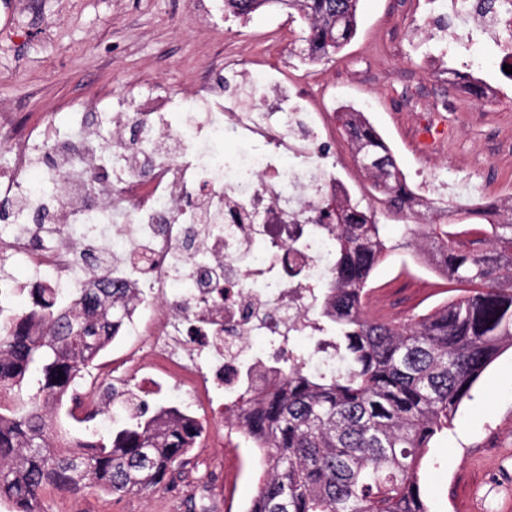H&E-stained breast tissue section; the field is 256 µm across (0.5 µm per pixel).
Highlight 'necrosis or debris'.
<instances>
[{
	"label": "necrosis or debris",
	"instance_id": "1",
	"mask_svg": "<svg viewBox=\"0 0 512 512\" xmlns=\"http://www.w3.org/2000/svg\"><path fill=\"white\" fill-rule=\"evenodd\" d=\"M418 28L440 54L481 43L512 63V0H429ZM246 78L251 107L220 87L168 93L99 112L97 134L75 112L65 135L29 136L0 168V198L17 207L0 251L25 259L27 287L66 303L101 280L124 289L113 341L146 343L123 379L219 419L245 370L263 383L297 337L323 335L315 294L334 237L325 211L346 187L325 113L277 68L253 65ZM227 138L243 149L222 162L211 146ZM37 163L35 185L26 172Z\"/></svg>",
	"mask_w": 512,
	"mask_h": 512
}]
</instances>
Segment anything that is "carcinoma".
Listing matches in <instances>:
<instances>
[{
	"instance_id": "cac0c4a2",
	"label": "carcinoma",
	"mask_w": 512,
	"mask_h": 512,
	"mask_svg": "<svg viewBox=\"0 0 512 512\" xmlns=\"http://www.w3.org/2000/svg\"><path fill=\"white\" fill-rule=\"evenodd\" d=\"M358 0H224V14L244 19L272 6L303 23L297 53L318 63L356 33ZM448 82L475 97L485 84L448 67ZM342 135L387 212L421 202L390 147L363 113L336 112ZM485 220L469 230L433 209L426 224L393 243L377 210L350 195L336 199L335 267L321 317L335 332L336 368H310L313 355L295 348L279 378L246 385L232 420L263 451L256 493L245 512H430L420 469L434 440L453 426L473 386L512 347V200L464 211ZM416 247L466 294L399 322L371 317L364 297L376 266L391 252ZM93 289L68 307L34 291L35 308L0 307V500L12 512H41V493L106 492L116 498L173 479L203 432V423L137 399L135 410L107 432L86 428L59 444L48 409L75 388L112 344L121 316L112 290Z\"/></svg>"
}]
</instances>
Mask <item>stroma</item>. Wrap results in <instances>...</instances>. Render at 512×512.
I'll return each mask as SVG.
<instances>
[{"label": "stroma", "instance_id": "1", "mask_svg": "<svg viewBox=\"0 0 512 512\" xmlns=\"http://www.w3.org/2000/svg\"><path fill=\"white\" fill-rule=\"evenodd\" d=\"M197 20L194 0H19L0 4V118L14 132L65 127L69 115L122 96L139 101L160 90L223 80L239 93L227 60L281 68L311 98L316 111L342 103L362 109L390 146L409 185L453 176L467 194L454 208L512 195V81L482 54L474 76L497 87L475 98L448 83L447 66L429 64L436 48L416 19L425 0H359L352 42L331 59L303 68L288 58L298 25L287 12L264 10L240 21L224 15V0ZM455 287L434 274L414 251L400 249L373 273L371 315L397 317L394 300L417 314L454 297ZM134 341L107 349L67 407L90 406L95 385L111 381ZM204 434L174 481L141 495L42 494L44 512H189L211 496V512H243L254 496L257 459L237 434L203 417ZM421 487L432 512H512V349L482 374L460 405L454 426L429 448Z\"/></svg>", "mask_w": 512, "mask_h": 512}]
</instances>
